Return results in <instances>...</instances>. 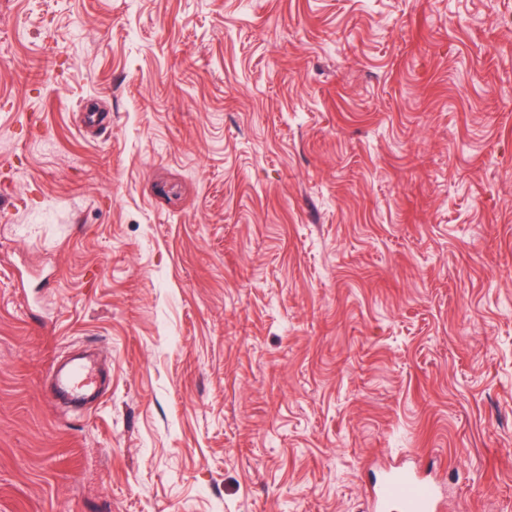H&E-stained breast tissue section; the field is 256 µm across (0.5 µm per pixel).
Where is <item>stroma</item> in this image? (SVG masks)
<instances>
[{"instance_id":"obj_1","label":"stroma","mask_w":512,"mask_h":512,"mask_svg":"<svg viewBox=\"0 0 512 512\" xmlns=\"http://www.w3.org/2000/svg\"><path fill=\"white\" fill-rule=\"evenodd\" d=\"M419 457L512 512V0H0V512ZM95 381L96 369L94 365L88 362H79L58 377V386L71 396L80 397Z\"/></svg>"}]
</instances>
